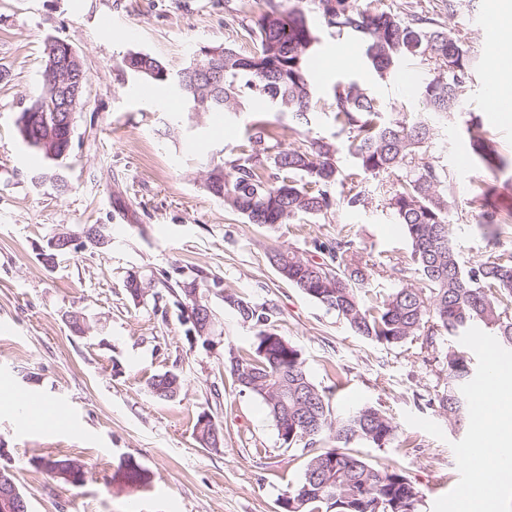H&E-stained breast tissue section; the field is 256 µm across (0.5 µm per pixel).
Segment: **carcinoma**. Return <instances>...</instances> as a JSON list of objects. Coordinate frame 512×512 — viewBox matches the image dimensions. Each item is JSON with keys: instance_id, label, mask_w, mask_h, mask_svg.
I'll return each mask as SVG.
<instances>
[{"instance_id": "obj_1", "label": "carcinoma", "mask_w": 512, "mask_h": 512, "mask_svg": "<svg viewBox=\"0 0 512 512\" xmlns=\"http://www.w3.org/2000/svg\"><path fill=\"white\" fill-rule=\"evenodd\" d=\"M313 13L320 14L336 36L359 39L368 65L382 79L399 75L409 60L432 64L433 77L424 87L427 115L456 111L466 93L471 58L461 37L432 18L414 12L407 20L359 0H293L290 5L263 0L258 19L246 29L253 51L222 48L221 81L200 85L204 112L235 110L242 99L256 96L291 117L286 133L254 123L237 154L206 172L207 191L251 224L275 226L301 216L325 215L334 205L331 188L338 184L347 205L362 202L353 177L340 169L333 145L313 139L285 146V138L311 124L318 107L309 80L318 45ZM123 64L185 98L173 73L152 55L132 52ZM327 108L348 132L358 168L373 177H392L398 184L389 207L411 244L409 262L399 268L407 279L385 296L365 294L368 272L343 236L315 243L323 255L319 261L276 250L270 262L281 279L336 312L356 335L387 347L421 339L439 352L447 382L428 394L426 404L459 425L470 415L473 367L465 352L448 348L447 340L481 322L493 330L499 345L512 348V252L470 267L460 262L448 224V171L418 156L432 135L428 119L385 116L384 105L355 81L337 84ZM19 132L44 158H66L68 132L56 125L55 113H39L33 127ZM468 133L477 163L492 171L512 166L479 123L471 124ZM49 136L56 140L53 154L41 145ZM502 224L495 211L483 212L489 240L497 239ZM224 302L254 330L249 348L234 351L235 357L224 361L225 372L239 391L260 397L276 428L285 429L282 444L300 445L306 455L301 481L279 498L282 512H292V499L300 501L298 512H415L419 491L403 472L391 464L371 463L358 451L394 442L397 427L392 418L371 405L341 418L333 415L329 390L311 380L301 351L275 329L273 311L232 294L225 295ZM148 388L154 397L169 400L180 393L182 379L170 371L154 374ZM202 418L198 415L195 424L197 441L219 448L223 428L212 421L204 425ZM325 438L332 446L317 447ZM74 464L67 457L43 462L49 473L65 481Z\"/></svg>"}]
</instances>
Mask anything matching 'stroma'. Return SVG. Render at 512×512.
I'll use <instances>...</instances> for the list:
<instances>
[{"label": "stroma", "mask_w": 512, "mask_h": 512, "mask_svg": "<svg viewBox=\"0 0 512 512\" xmlns=\"http://www.w3.org/2000/svg\"><path fill=\"white\" fill-rule=\"evenodd\" d=\"M495 0H421L430 17L459 33L474 61L463 107L432 121L423 157L446 168L453 243L466 264L512 251V235L488 243L482 207L512 213V167L495 173L476 164L467 127L479 117L499 152L512 158V122L494 121L481 87L488 50L479 24ZM259 0H0V468L14 473L30 512H279L277 500L302 476L301 448L282 445L261 399L242 393L224 372L228 349L248 348L254 331L224 303L234 294L272 308L278 332L298 346L313 382L333 388L334 413L373 404L398 427L396 443L362 448L372 461H396L421 492L418 512H449L492 461L475 460L480 439L458 428L425 395L446 372L419 343L384 348L357 336L334 312L283 281L269 261L273 249L314 256V240L349 232L368 287L400 283L388 260L406 258L411 245L395 223L388 178L360 173L348 138L330 110H319L304 139L338 149V164L357 174L363 205L339 202L326 215L275 227L249 224L204 186L205 166L236 154L256 121L287 126V114L266 100H243L238 112L174 111L170 87L147 84L122 58L145 52L179 70L205 47L251 51L245 27ZM111 35H104V22ZM312 22L320 55L338 52L312 76L316 94L330 100L337 82L354 80L388 107L389 115H422L431 74L411 62L397 77L379 78L353 38L337 41L321 16ZM55 39L80 57L88 83L60 173L67 183L36 176L49 164L29 148L17 118L43 80L44 46ZM100 227L103 242L86 238ZM66 236L70 248L53 253ZM148 289L133 299L129 275ZM219 277L210 294L215 320L209 342L190 330L178 283ZM90 324L78 334L71 315ZM172 371L179 396L160 400L147 386ZM23 392L66 410L63 421L39 431L19 425L4 396ZM224 428V446L196 440L199 414ZM48 457L85 467L82 484L54 478ZM135 460L149 480L128 485L124 463Z\"/></svg>", "instance_id": "1"}]
</instances>
